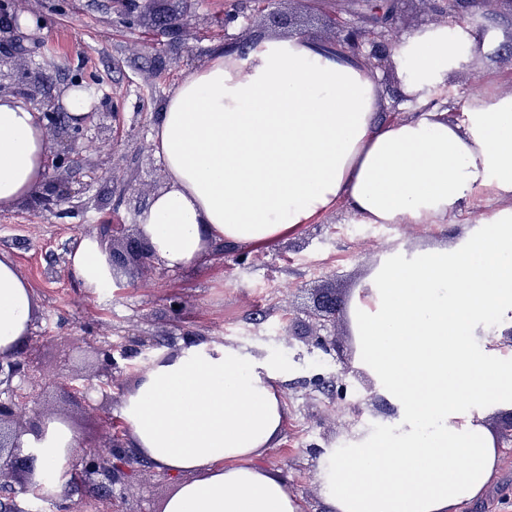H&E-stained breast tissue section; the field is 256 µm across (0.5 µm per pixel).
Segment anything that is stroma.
<instances>
[{
  "mask_svg": "<svg viewBox=\"0 0 512 512\" xmlns=\"http://www.w3.org/2000/svg\"><path fill=\"white\" fill-rule=\"evenodd\" d=\"M225 8V0H132L125 6L113 0H26L23 7L10 9L9 23L0 25L5 33L0 88L30 99L57 98L75 84L92 87L96 118L84 132L85 160L110 171L102 178L84 169L70 174L73 197L66 205L47 210L29 199L0 211V253L13 259L36 295L28 340L38 354L34 370L0 386V399L15 390L33 395L47 416L66 420L84 442L101 445L119 418L116 409L95 413L90 406L98 393L88 392L82 402L69 394L81 387L82 376L97 369L95 347L111 346L118 363L110 390L116 400L146 365L141 345L157 354L194 341L241 347L276 362L287 375L286 426L263 464L287 476L303 512H326L316 478V449L340 447L397 417L386 399L363 414L354 413V404L367 392L347 374L354 366V339L344 316L323 330L335 339V351L321 365H311L317 349L298 335L307 329L317 289L332 288L349 299L387 254L401 247L457 242L497 204L479 196L448 224H363L340 205L265 248L212 243L203 263L180 270L136 267L101 292L84 288L70 265L83 230L116 219L123 236L137 235L141 213L166 185L151 132L167 93L183 75L223 52L225 34L258 41L286 39L299 31L323 47L336 38L331 15L354 17L349 9H337L336 0H326L319 11L309 9L305 0H282L287 23L270 28L249 0H239L238 19L226 25ZM24 13L36 19L40 34L19 26ZM169 13L188 16L190 35L161 26V17ZM460 18L484 38L480 55L456 66L421 102L406 101L395 75L383 71L382 119L433 104L455 109L475 77L489 95L512 93V6L504 2L490 13L469 6ZM335 374L347 386L341 400L314 384L317 376ZM174 487V478L164 471L137 468L130 483L113 486L110 498L70 489L60 503L46 504L44 512H160ZM468 512H512V442L503 445L498 480Z\"/></svg>",
  "mask_w": 512,
  "mask_h": 512,
  "instance_id": "35a3bbf8",
  "label": "stroma"
}]
</instances>
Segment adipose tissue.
<instances>
[{
  "label": "adipose tissue",
  "mask_w": 512,
  "mask_h": 512,
  "mask_svg": "<svg viewBox=\"0 0 512 512\" xmlns=\"http://www.w3.org/2000/svg\"><path fill=\"white\" fill-rule=\"evenodd\" d=\"M484 46L467 25L404 36L391 63L406 99L444 82ZM463 119L434 110L379 118L377 75L301 36L217 55L187 73L151 134L167 173L140 226L166 268L204 261L207 241L261 248L344 205L363 224H447L485 191L512 199V96L468 89ZM40 115L0 94V210L45 182ZM97 242L71 255L84 287L108 276ZM33 288L0 253V356L35 317ZM356 363L391 396L394 432L328 449L317 479L328 512H463L497 480L486 420L512 411V206L448 247L375 264L346 310ZM282 372L233 345L201 342L155 359L119 403L137 452L175 477L162 512H302L262 464L286 423ZM76 436L45 420L22 439L61 496Z\"/></svg>",
  "instance_id": "adipose-tissue-1"
}]
</instances>
